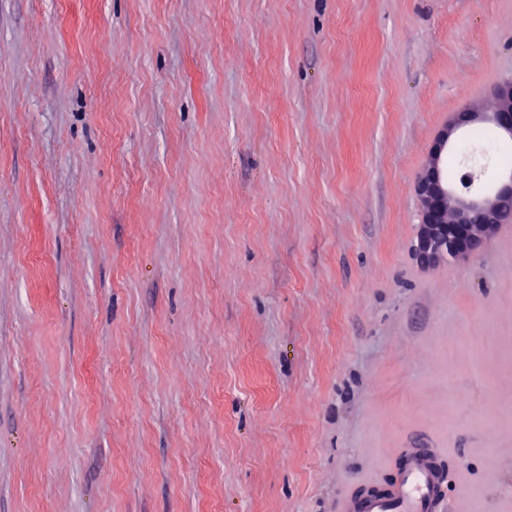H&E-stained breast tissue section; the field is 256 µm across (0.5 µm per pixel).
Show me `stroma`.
<instances>
[{
  "instance_id": "35a3bbf8",
  "label": "stroma",
  "mask_w": 512,
  "mask_h": 512,
  "mask_svg": "<svg viewBox=\"0 0 512 512\" xmlns=\"http://www.w3.org/2000/svg\"><path fill=\"white\" fill-rule=\"evenodd\" d=\"M508 76L512 0H0V512H338L424 435L512 512V221L412 250Z\"/></svg>"
}]
</instances>
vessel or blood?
<instances>
[{
  "label": "vessel or blood",
  "mask_w": 512,
  "mask_h": 512,
  "mask_svg": "<svg viewBox=\"0 0 512 512\" xmlns=\"http://www.w3.org/2000/svg\"><path fill=\"white\" fill-rule=\"evenodd\" d=\"M403 466L382 489L362 481L344 494L340 512H446L451 477L442 462L448 451L430 445L403 449Z\"/></svg>",
  "instance_id": "obj_1"
}]
</instances>
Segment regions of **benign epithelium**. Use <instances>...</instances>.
Returning <instances> with one entry per match:
<instances>
[{
    "mask_svg": "<svg viewBox=\"0 0 512 512\" xmlns=\"http://www.w3.org/2000/svg\"><path fill=\"white\" fill-rule=\"evenodd\" d=\"M496 109L485 112L468 107L456 112L437 134L427 164L416 181L421 222L414 245L423 264L447 257L470 259L487 234L512 217V171L505 170L495 187L484 194L453 191L448 186V150L459 132L490 126L512 138V78L499 82L493 91Z\"/></svg>",
    "mask_w": 512,
    "mask_h": 512,
    "instance_id": "1",
    "label": "benign epithelium"
}]
</instances>
